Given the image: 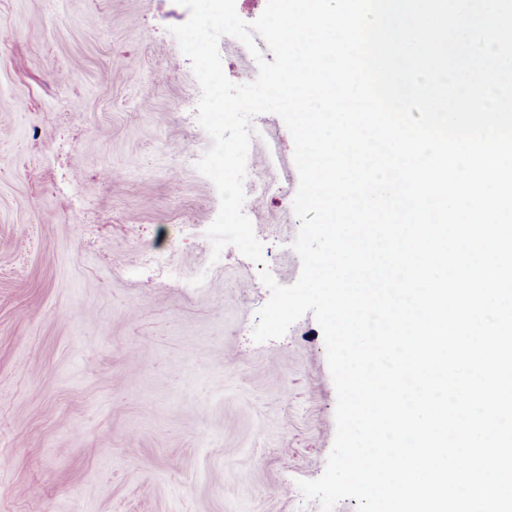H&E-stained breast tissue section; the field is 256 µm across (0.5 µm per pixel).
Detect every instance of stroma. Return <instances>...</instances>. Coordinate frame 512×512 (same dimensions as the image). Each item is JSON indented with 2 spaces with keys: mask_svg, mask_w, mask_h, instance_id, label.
<instances>
[{
  "mask_svg": "<svg viewBox=\"0 0 512 512\" xmlns=\"http://www.w3.org/2000/svg\"><path fill=\"white\" fill-rule=\"evenodd\" d=\"M175 0H0V512H320L336 391L313 314L254 342L270 291L184 160L210 139L171 34ZM257 174L295 195L283 120L255 119ZM279 160L268 166L269 146ZM293 284L286 200L252 215ZM208 287L135 267L143 253Z\"/></svg>",
  "mask_w": 512,
  "mask_h": 512,
  "instance_id": "obj_1",
  "label": "stroma"
}]
</instances>
